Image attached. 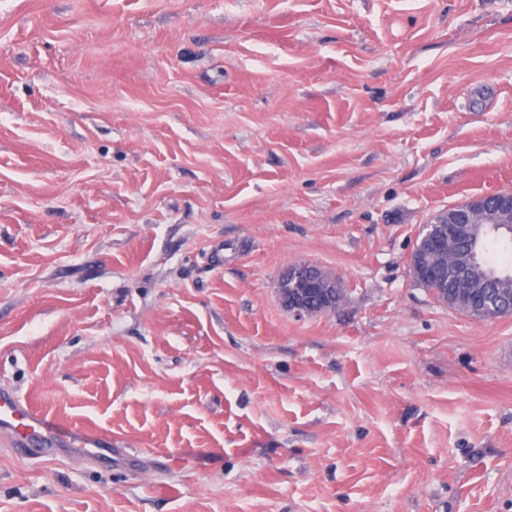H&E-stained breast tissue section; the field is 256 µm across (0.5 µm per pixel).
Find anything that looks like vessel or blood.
<instances>
[{
	"mask_svg": "<svg viewBox=\"0 0 512 512\" xmlns=\"http://www.w3.org/2000/svg\"><path fill=\"white\" fill-rule=\"evenodd\" d=\"M62 427L50 421L16 392L0 389V436L19 454L38 451L46 455L64 451Z\"/></svg>",
	"mask_w": 512,
	"mask_h": 512,
	"instance_id": "vessel-or-blood-1",
	"label": "vessel or blood"
}]
</instances>
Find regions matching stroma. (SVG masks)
Returning <instances> with one entry per match:
<instances>
[{"mask_svg": "<svg viewBox=\"0 0 512 512\" xmlns=\"http://www.w3.org/2000/svg\"><path fill=\"white\" fill-rule=\"evenodd\" d=\"M501 190L512 0H0V388L78 429L0 512H512V317L409 272ZM277 292L281 304L289 312L305 316L335 309L341 285L335 274L303 262L287 268Z\"/></svg>", "mask_w": 512, "mask_h": 512, "instance_id": "1", "label": "stroma"}]
</instances>
